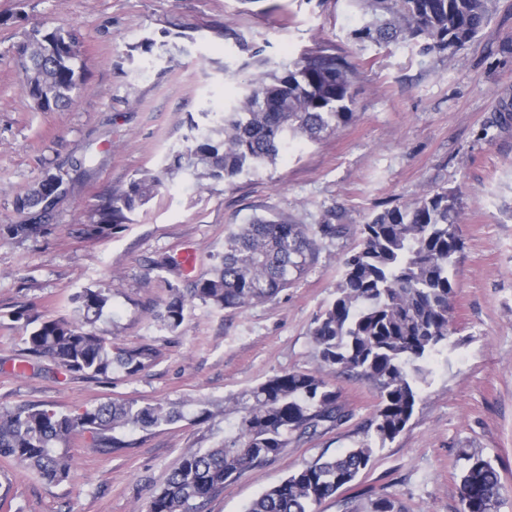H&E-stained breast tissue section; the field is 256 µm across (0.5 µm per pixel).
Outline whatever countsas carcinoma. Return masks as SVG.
<instances>
[{
	"label": "carcinoma",
	"mask_w": 512,
	"mask_h": 512,
	"mask_svg": "<svg viewBox=\"0 0 512 512\" xmlns=\"http://www.w3.org/2000/svg\"><path fill=\"white\" fill-rule=\"evenodd\" d=\"M372 20L355 31L362 43L399 39L420 51L457 50L488 24L496 0H359ZM21 87L41 112L69 108L86 80L76 35L62 28H37L19 45ZM354 68L346 59L317 49L303 53L281 72L255 77L222 112H203L192 121L187 146L172 155L166 173L187 172L202 189L208 179L232 180L255 171L295 143L315 142L353 117ZM161 178L145 174L125 190L111 193L97 209V223L124 224L155 195ZM39 182L19 201L32 223L17 224L16 235L40 228L48 210ZM336 236V225L310 233L284 219L257 218L224 238V253L185 292L170 289L158 319L172 332L184 323L187 304L242 309L275 298L316 257L315 236ZM357 246L342 263L333 301L315 320L320 348L315 371L275 375L251 392L252 403L224 444L186 451L155 492L147 512H201L205 502L250 467L274 461L291 439L343 424L348 413L339 392L323 376L330 370L365 381L378 404L368 442L298 469L254 499L246 512H315L316 506L354 485L372 455V444L394 441L411 420L424 381V363L456 333L450 302L453 270L463 248L458 210L446 191L427 190L409 204L386 209L359 225ZM77 317L26 319L25 350L53 361L67 373L94 379L114 370L135 374L156 358L153 345L112 350L94 330L109 297L86 288L71 298ZM183 412L161 403L104 402L79 412L28 406L0 411V462L23 466L49 483L72 477L67 444L77 433L101 439L104 433L144 431L179 421ZM462 512H497L501 481L477 451L462 452ZM403 512L379 495L364 510Z\"/></svg>",
	"instance_id": "1"
}]
</instances>
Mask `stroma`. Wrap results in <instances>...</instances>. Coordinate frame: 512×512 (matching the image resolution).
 Masks as SVG:
<instances>
[{
    "label": "stroma",
    "mask_w": 512,
    "mask_h": 512,
    "mask_svg": "<svg viewBox=\"0 0 512 512\" xmlns=\"http://www.w3.org/2000/svg\"><path fill=\"white\" fill-rule=\"evenodd\" d=\"M367 20L353 0H0V409L48 404L74 412L134 400L209 412L120 432L118 448L75 435L65 484L0 467V494L17 512H146L183 452L231 436L255 387L319 367L314 320L334 298L357 226L427 190L457 196V332L430 361L404 432L374 447L352 491L316 512H346L352 494L391 497L403 512H461L464 448L496 467L498 512H512V119L500 117L512 103V0H497L488 24L455 52L361 44L353 32ZM43 26L74 30L87 70L64 111H38L20 89L17 47ZM147 38L186 50L147 53L140 47ZM318 48L354 67L349 124L202 190L187 173L166 175L190 118L223 111L256 74ZM144 173L163 174L159 193L129 223L100 230L103 198ZM47 174L63 184L42 231L11 235L10 226L30 221L18 199ZM275 217L338 231L318 239L314 265L273 300L224 310L197 301L178 331L164 328L157 314L174 276L156 259L189 251L204 274L230 229ZM87 288L110 297L96 332L118 348L152 344L159 355L151 365L92 379L25 355L16 312L73 317L70 298ZM324 377L348 420L292 440L202 512H245L293 471L365 442L375 391L331 371Z\"/></svg>",
    "instance_id": "35a3bbf8"
}]
</instances>
